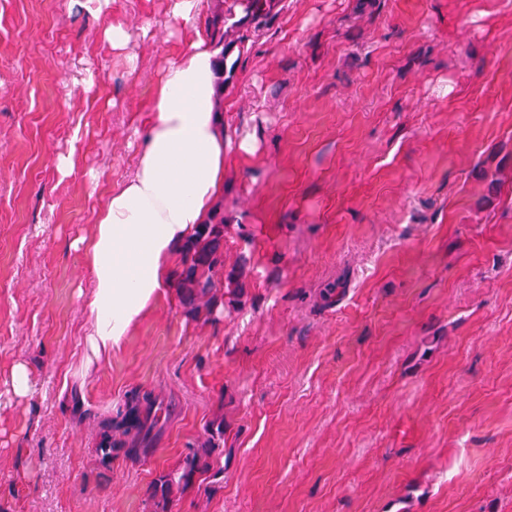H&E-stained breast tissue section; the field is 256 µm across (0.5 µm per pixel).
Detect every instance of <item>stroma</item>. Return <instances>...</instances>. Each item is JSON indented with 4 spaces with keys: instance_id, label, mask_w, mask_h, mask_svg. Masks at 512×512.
I'll list each match as a JSON object with an SVG mask.
<instances>
[{
    "instance_id": "1",
    "label": "stroma",
    "mask_w": 512,
    "mask_h": 512,
    "mask_svg": "<svg viewBox=\"0 0 512 512\" xmlns=\"http://www.w3.org/2000/svg\"><path fill=\"white\" fill-rule=\"evenodd\" d=\"M216 3L178 23L109 0L122 52L85 0H0V505L156 512L220 417L222 486L170 512H512V0H276L225 25L228 150L257 139L219 203L241 294L207 320L166 288L87 363L92 187L124 180ZM135 389L164 402L153 452L99 468ZM93 16L100 21L104 31L106 40L112 46V49L125 51L130 42V35L126 29L121 25L111 23L105 16H103V9L101 5L96 8L88 7Z\"/></svg>"
}]
</instances>
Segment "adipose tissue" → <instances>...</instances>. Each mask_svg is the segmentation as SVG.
I'll return each instance as SVG.
<instances>
[{
	"label": "adipose tissue",
	"instance_id": "adipose-tissue-1",
	"mask_svg": "<svg viewBox=\"0 0 512 512\" xmlns=\"http://www.w3.org/2000/svg\"><path fill=\"white\" fill-rule=\"evenodd\" d=\"M222 48L190 41L158 82L130 174L111 189L84 244L92 283L88 360H97L170 283L179 247L224 195L227 144L216 110Z\"/></svg>",
	"mask_w": 512,
	"mask_h": 512
}]
</instances>
